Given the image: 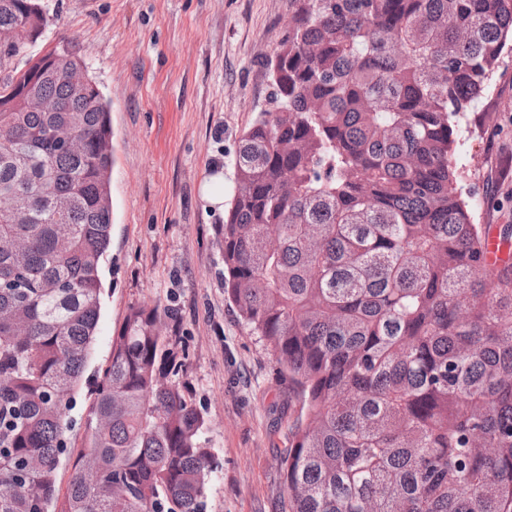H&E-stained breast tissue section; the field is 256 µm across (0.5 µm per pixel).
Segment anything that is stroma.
<instances>
[{
    "label": "stroma",
    "mask_w": 512,
    "mask_h": 512,
    "mask_svg": "<svg viewBox=\"0 0 512 512\" xmlns=\"http://www.w3.org/2000/svg\"><path fill=\"white\" fill-rule=\"evenodd\" d=\"M43 3L50 24L30 54L75 38L111 115L112 241L89 369L106 366L131 308L158 309L215 459L204 512H285L280 460L305 411L224 292V214L201 186L220 173L234 196L238 140L267 106L288 0ZM452 160L475 223L512 224L511 50L461 116Z\"/></svg>",
    "instance_id": "35a3bbf8"
}]
</instances>
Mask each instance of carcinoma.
I'll use <instances>...</instances> for the list:
<instances>
[{
  "instance_id": "carcinoma-1",
  "label": "carcinoma",
  "mask_w": 512,
  "mask_h": 512,
  "mask_svg": "<svg viewBox=\"0 0 512 512\" xmlns=\"http://www.w3.org/2000/svg\"><path fill=\"white\" fill-rule=\"evenodd\" d=\"M288 4L224 215V293L306 409L288 512H512V261H483L512 225L473 222L452 162L512 0ZM48 24L0 0V512L57 500L112 240L110 113L74 39L16 66ZM164 326L134 308L112 337L60 512H202L214 460Z\"/></svg>"
}]
</instances>
